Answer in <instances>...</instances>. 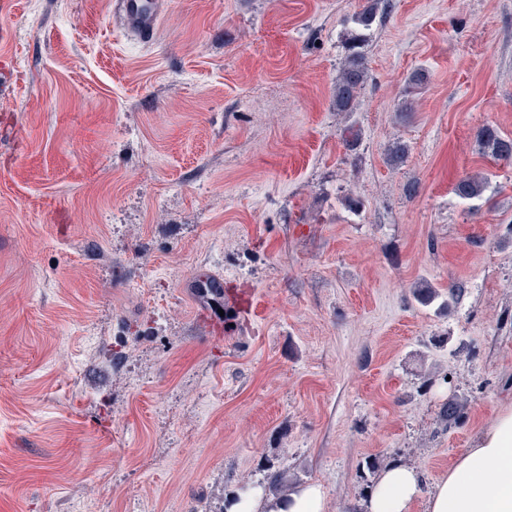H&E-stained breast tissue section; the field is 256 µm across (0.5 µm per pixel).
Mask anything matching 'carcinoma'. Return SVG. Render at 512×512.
Here are the masks:
<instances>
[{
    "mask_svg": "<svg viewBox=\"0 0 512 512\" xmlns=\"http://www.w3.org/2000/svg\"><path fill=\"white\" fill-rule=\"evenodd\" d=\"M387 7L388 0H368V5L353 16V27L345 38L347 54L333 92V106L338 112L351 111L354 101L365 88L368 73L364 65L363 50L377 14L386 12ZM478 138L483 153L498 160L512 158L511 136L503 135L487 126L480 130ZM488 184L487 175L475 174L459 180L454 186V192L464 200L479 199ZM467 411V398L457 397L443 405L440 418L446 425L456 424L466 417ZM268 491L279 497L285 496L288 482L283 473L273 472L268 475Z\"/></svg>",
    "mask_w": 512,
    "mask_h": 512,
    "instance_id": "obj_1",
    "label": "carcinoma"
}]
</instances>
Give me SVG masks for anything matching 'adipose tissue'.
I'll return each mask as SVG.
<instances>
[{"mask_svg":"<svg viewBox=\"0 0 512 512\" xmlns=\"http://www.w3.org/2000/svg\"><path fill=\"white\" fill-rule=\"evenodd\" d=\"M512 512V408L501 409L472 448L448 467L430 492L422 490L419 469L390 463L367 493V512ZM320 486L306 484L288 499L253 490L243 493L229 512H326Z\"/></svg>","mask_w":512,"mask_h":512,"instance_id":"adipose-tissue-1","label":"adipose tissue"}]
</instances>
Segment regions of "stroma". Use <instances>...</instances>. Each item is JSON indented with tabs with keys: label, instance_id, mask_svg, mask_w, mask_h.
I'll return each mask as SVG.
<instances>
[{
	"label": "stroma",
	"instance_id": "obj_1",
	"mask_svg": "<svg viewBox=\"0 0 512 512\" xmlns=\"http://www.w3.org/2000/svg\"><path fill=\"white\" fill-rule=\"evenodd\" d=\"M388 2L349 112L366 0H167L148 43L112 0L0 17V512H225L273 466L361 512L366 457L433 486L512 406V160L476 140L512 135V0ZM202 268L247 298L220 335ZM353 16V27L345 38L347 54L340 69L333 92V106L336 111L349 112L356 98L365 88L368 73L364 65V48L369 40V31L377 14H384L388 0H370ZM479 143L484 154L494 159L510 160L512 158V137L502 135L493 127H484L478 134ZM488 184V175L475 174L459 180L454 186V192L464 200L480 199ZM192 288H197L195 291L200 297L195 307L196 317L205 324L209 332L221 331L224 316H220L218 309L224 311V279L201 272L192 281ZM218 300L221 302L219 306L216 305ZM468 411V400L464 397H457L449 400L443 405L440 412L441 421L444 422L445 427L448 424H456L462 421Z\"/></svg>",
	"mask_w": 512,
	"mask_h": 512
}]
</instances>
